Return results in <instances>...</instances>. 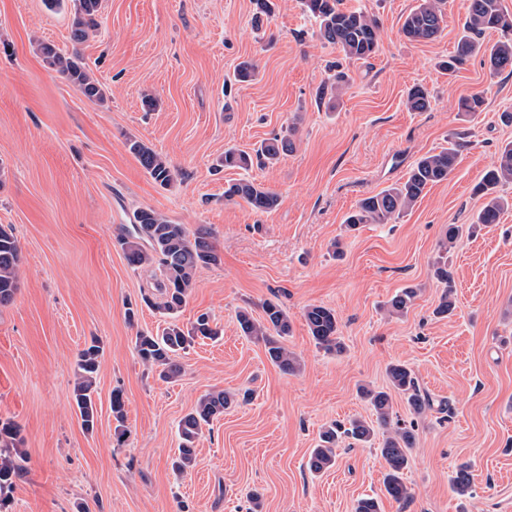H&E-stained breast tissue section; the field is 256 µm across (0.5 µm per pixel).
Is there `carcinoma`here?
<instances>
[{
  "label": "carcinoma",
  "instance_id": "carcinoma-1",
  "mask_svg": "<svg viewBox=\"0 0 512 512\" xmlns=\"http://www.w3.org/2000/svg\"><path fill=\"white\" fill-rule=\"evenodd\" d=\"M74 7L72 39L76 43L85 41L98 26L97 14L100 0H71ZM466 16L454 54L448 56L442 67L453 74L471 56L478 53L488 57L490 67L498 72L512 73V16L504 11L501 0H465ZM302 4L319 23V34L327 43L336 46L349 59L366 60L375 53L378 45L379 25L376 19L360 9L342 7V0H302ZM444 0H418V5L405 17L401 27L403 35L410 41L433 40L446 26L443 9ZM490 30H498L504 39L488 46L483 36ZM38 50L51 68L66 77L88 99L103 102L105 92L76 53L66 54L52 44L41 43ZM349 81L344 71L336 73L334 82L320 91V98L336 99L338 92ZM407 107L413 112H426L430 108V96L421 87L408 93ZM290 135H276L263 142L255 154L229 147L224 150L221 163L226 169L248 170L253 162L262 165L277 163L281 156L293 149ZM459 144L448 143L438 152H428L412 165L407 177L395 182L380 192L363 198L357 210L346 219L347 227L356 229L360 224H388L406 213L429 186L448 179L454 170ZM129 150L144 171L161 186L169 185L174 172L166 158L139 140L129 142ZM512 182V142L501 147L496 164L486 171L477 191L484 197L476 223L499 222L507 200L498 195V187ZM224 199L242 201L255 212H270L278 205L275 194L262 184L249 179L232 182L224 188ZM211 234L203 229L190 231L184 224H175L166 216L152 209L134 212L132 224L122 229L117 244L128 264L133 267H152L159 270L155 289L159 300L149 295L143 301L171 318L162 333L153 335L142 332L135 337V350L141 361L151 369L160 370V377L173 379L180 373L175 362L179 352L187 349L197 338L218 335L210 324L207 314H200L189 329L182 328L176 317L185 306L194 285L198 268L215 265L220 257L210 241ZM21 250L12 230L0 225V306L9 304L18 289ZM434 276L444 291L436 308V314L446 316L453 312L451 274L446 258L441 256L434 266ZM417 289L403 288L388 302V311L402 315L408 311ZM263 315L253 317L248 309L237 312L236 320L243 336L264 345L272 363L288 373H294L299 363L283 340L291 332L288 313L274 301L262 305ZM310 336L318 347L326 351H343L339 336L336 312L322 305H312L304 313ZM104 348L96 338L78 353L76 381L72 399L86 432H92L97 423V408L94 399L96 378ZM390 390H375L360 387L361 396L373 408L376 421L387 430L380 443V456L385 463L383 487L385 495L398 503L413 499L411 488L403 479V471L409 465L410 451L416 441L415 421H406L394 415L392 394L404 396L410 412L415 416L431 408L428 397L421 394L412 370L403 363L388 367ZM230 395L209 392L202 395L195 408L185 415L178 427L180 445L174 467L185 472L195 463V442L202 425L224 414L231 407ZM374 435L373 424L355 418L349 427L332 424L320 433V443L313 449L308 467L320 473L335 464L336 449L341 438L365 443ZM18 428L11 422H0V496L9 491L22 471V452L18 448ZM452 489L460 495H472L473 478L470 466H457L452 478Z\"/></svg>",
  "mask_w": 512,
  "mask_h": 512
}]
</instances>
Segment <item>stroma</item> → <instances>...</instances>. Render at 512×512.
<instances>
[{
	"instance_id": "1",
	"label": "stroma",
	"mask_w": 512,
	"mask_h": 512,
	"mask_svg": "<svg viewBox=\"0 0 512 512\" xmlns=\"http://www.w3.org/2000/svg\"><path fill=\"white\" fill-rule=\"evenodd\" d=\"M464 0H446L447 26L411 41L401 27L417 0H343L379 23L368 60H343L322 40L300 0H273L261 27L253 0H100L97 34L71 39L70 0H0V225L21 248L19 287L0 306V421L19 429L23 474L0 512H353L377 498L381 512H512V207L497 224L462 235L448 256L455 310L435 316L443 290L431 264L452 224H469L474 192L512 140V74L470 58L455 74L438 67L454 51ZM78 51L106 93L96 103L50 68L37 47ZM253 61L252 81L234 79ZM343 61L350 76L336 107L318 89ZM423 87L431 108L406 106ZM161 107L142 106L144 92ZM480 95L482 112H460ZM293 132L296 148L271 168L216 169L226 148L245 151ZM140 140L175 172L155 183L128 148ZM458 140L446 181L403 217L347 231L358 201L398 181L421 155ZM262 182L279 198L267 213L224 198L227 183ZM141 208L190 230L207 229L218 264L200 268L178 320L208 313L218 339L177 358L175 381L138 358L137 333L161 332L166 315L146 306L153 269L128 265L116 237ZM417 289L409 311L388 316L399 290ZM281 303L285 342L301 360L284 372L242 336L239 308L261 316ZM333 308L345 344L319 349L303 314ZM135 317H128V310ZM104 347L96 379L98 422L81 426L72 400L79 351ZM408 364L433 401L420 418L404 480L414 499L385 496L377 445L341 443L336 464L307 462L324 426L373 413L358 389L389 386L387 367ZM121 391L125 419L110 403ZM211 391L234 396L203 426L196 464L172 469L177 425ZM472 465L474 494L450 489Z\"/></svg>"
}]
</instances>
